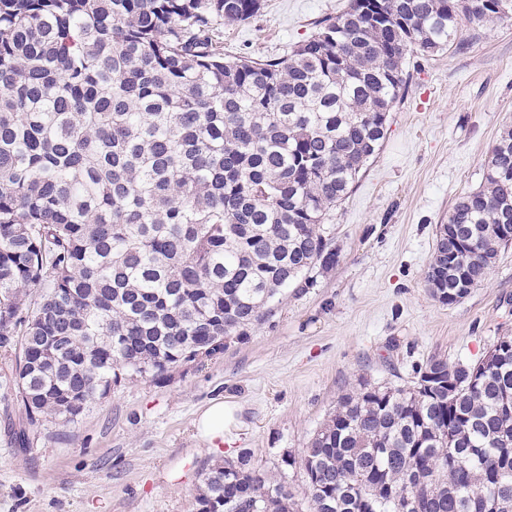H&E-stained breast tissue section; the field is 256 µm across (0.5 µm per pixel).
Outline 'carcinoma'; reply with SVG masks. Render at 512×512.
<instances>
[{"instance_id":"cac0c4a2","label":"carcinoma","mask_w":512,"mask_h":512,"mask_svg":"<svg viewBox=\"0 0 512 512\" xmlns=\"http://www.w3.org/2000/svg\"><path fill=\"white\" fill-rule=\"evenodd\" d=\"M290 54L224 60L263 0H0V348L29 445L121 379L224 353L337 263L325 223L375 158L411 56L512 0H367ZM512 225V128L439 225L441 302L484 282ZM435 378L342 395L300 456L307 501L249 451L195 512H512V335Z\"/></svg>"}]
</instances>
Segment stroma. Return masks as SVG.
<instances>
[{
	"label": "stroma",
	"mask_w": 512,
	"mask_h": 512,
	"mask_svg": "<svg viewBox=\"0 0 512 512\" xmlns=\"http://www.w3.org/2000/svg\"><path fill=\"white\" fill-rule=\"evenodd\" d=\"M349 3L264 0L257 16L225 27L224 57L287 53ZM461 29L463 50L412 56L379 154L327 222L338 264L289 289L223 355L122 380L78 421L45 424L22 449L12 439L10 354L0 348V512H193L216 461L247 450L277 470L359 382L403 385L431 357L473 363L512 334V245L454 304L426 281L439 224L479 187L512 127V19ZM217 399L231 417L209 448L194 420Z\"/></svg>",
	"instance_id": "1"
}]
</instances>
